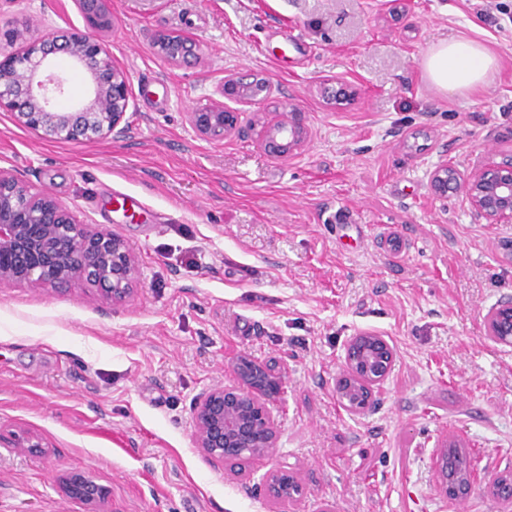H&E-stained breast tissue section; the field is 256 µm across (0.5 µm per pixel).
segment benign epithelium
Returning <instances> with one entry per match:
<instances>
[{
    "instance_id": "1",
    "label": "benign epithelium",
    "mask_w": 512,
    "mask_h": 512,
    "mask_svg": "<svg viewBox=\"0 0 512 512\" xmlns=\"http://www.w3.org/2000/svg\"><path fill=\"white\" fill-rule=\"evenodd\" d=\"M85 25L58 40L34 38L28 25L0 31V111L10 112L17 122L56 140H94L119 136L128 129L127 113L132 89L125 70L112 57L108 34L114 21L109 0H72ZM153 45L170 63H204L198 42L187 35L159 31ZM63 54L62 62L90 76L86 98L73 106L68 99L66 72L51 56ZM268 81L254 74L230 75L216 96L186 113L189 126L201 138L222 141L238 128L240 111L227 105L235 101L256 106L270 98ZM307 130L291 107L276 123L264 127L263 147L275 156H286L303 145ZM430 188L437 196L459 192L474 214L488 224L512 223V160H489L465 175L448 163L430 173ZM139 277L136 257L120 236L97 224L80 220L75 212L51 192L38 189L12 170L0 168V284L20 288L65 285L86 280L98 287L112 303H122L133 293ZM487 333L512 344V301H506L485 316ZM368 346L384 358L385 372L364 381L361 407L345 397L341 405L355 413L373 402L376 389L394 366L395 351L383 336L353 337L344 351V372L336 386L352 375L357 350ZM238 382L218 385L202 392L193 405L194 443L210 463L244 464L271 455L277 447L278 424L269 404L280 395L285 373L252 361L246 356L235 365ZM11 448L24 456L46 453L40 438L11 434ZM286 468L271 470L264 492L273 505L290 502L278 493V478ZM68 497L88 506L106 499V490L90 483L79 485L78 475L63 480Z\"/></svg>"
}]
</instances>
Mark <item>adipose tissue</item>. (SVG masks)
<instances>
[{
    "mask_svg": "<svg viewBox=\"0 0 512 512\" xmlns=\"http://www.w3.org/2000/svg\"><path fill=\"white\" fill-rule=\"evenodd\" d=\"M426 79L440 92L466 94L491 83L498 67L486 46L452 39L432 45L421 59Z\"/></svg>",
    "mask_w": 512,
    "mask_h": 512,
    "instance_id": "1",
    "label": "adipose tissue"
}]
</instances>
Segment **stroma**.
Returning a JSON list of instances; mask_svg holds the SVG:
<instances>
[{
    "mask_svg": "<svg viewBox=\"0 0 512 512\" xmlns=\"http://www.w3.org/2000/svg\"><path fill=\"white\" fill-rule=\"evenodd\" d=\"M112 55L134 106L120 137L51 140L0 112V167L48 190L133 248L125 302L78 281L0 286V430L39 436L46 454L0 446V512H85L62 480L107 491L106 512H270L266 473L289 467L303 495L286 512H512L488 482L512 468V346L484 317L512 299V223L488 224L430 173L512 157V0H110ZM62 35L72 0H0V28ZM174 31L201 65L152 47ZM298 39L289 47L284 34ZM499 59L485 89L436 91L420 60L445 39ZM265 77L273 97L221 142L187 112L227 75ZM355 95L336 106L327 84ZM309 135L284 157L261 145L282 106ZM130 194L126 204L111 191ZM362 332L396 356L371 409L336 396L344 349ZM245 355L286 370L270 406L279 441L243 476L194 446L192 405L237 380ZM476 460L451 500L433 470L437 440Z\"/></svg>",
    "mask_w": 512,
    "mask_h": 512,
    "instance_id": "35a3bbf8",
    "label": "stroma"
}]
</instances>
